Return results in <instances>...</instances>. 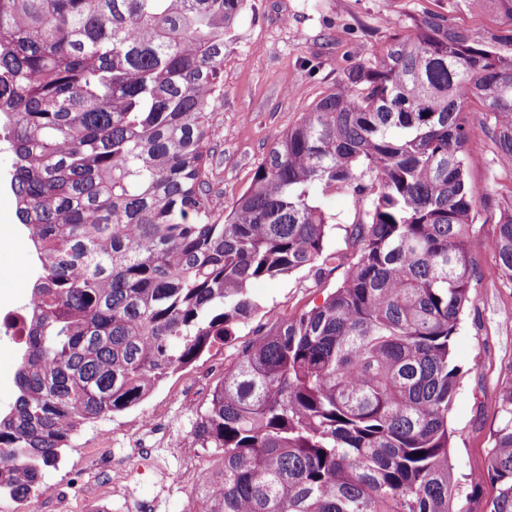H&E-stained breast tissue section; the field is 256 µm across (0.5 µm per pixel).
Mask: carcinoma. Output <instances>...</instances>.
Segmentation results:
<instances>
[{
	"label": "carcinoma",
	"mask_w": 512,
	"mask_h": 512,
	"mask_svg": "<svg viewBox=\"0 0 512 512\" xmlns=\"http://www.w3.org/2000/svg\"><path fill=\"white\" fill-rule=\"evenodd\" d=\"M482 3L498 17L482 36L425 12L347 67L226 213L210 132L248 0H0V129L34 247L0 488L26 500L82 425L223 348L254 311L250 283L335 263L321 198L363 194L367 171L339 287L272 316L211 391L192 435L217 467L196 512H451V352L479 208L512 279V204L467 180L480 133L512 169V0L453 7ZM498 402L483 512H512V381Z\"/></svg>",
	"instance_id": "carcinoma-1"
}]
</instances>
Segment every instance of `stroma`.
<instances>
[{
  "mask_svg": "<svg viewBox=\"0 0 512 512\" xmlns=\"http://www.w3.org/2000/svg\"><path fill=\"white\" fill-rule=\"evenodd\" d=\"M451 0H251L233 38L224 49V99L211 139L219 164L210 179L221 194L219 208H231L249 186L256 166L274 138L284 133L317 102L356 60L380 55L395 26L427 11L447 12ZM468 182L475 196L494 189L512 196V170L500 168L492 142L476 136L466 146ZM11 157L0 149V304L24 298L34 276L31 242L18 223L7 183ZM369 204L351 192L326 195L322 206L333 227L327 247L339 267L317 265L250 286L256 309L223 349L201 357L165 380L141 404L86 424L73 437L55 472L58 488L70 490L68 476L81 470L99 478L112 471V457L131 447L135 424L146 422L161 433L181 435L186 455L204 456L193 440L198 411L235 355L267 325L269 310L295 317L321 305L341 283L357 246L350 230ZM472 255L477 276L471 283L452 359L461 371L460 386L448 418L450 460L458 475L485 470L497 425L498 388L512 378V279L482 241L495 231L485 213L474 221ZM196 388L193 410L181 393Z\"/></svg>",
  "mask_w": 512,
  "mask_h": 512,
  "instance_id": "1",
  "label": "stroma"
}]
</instances>
